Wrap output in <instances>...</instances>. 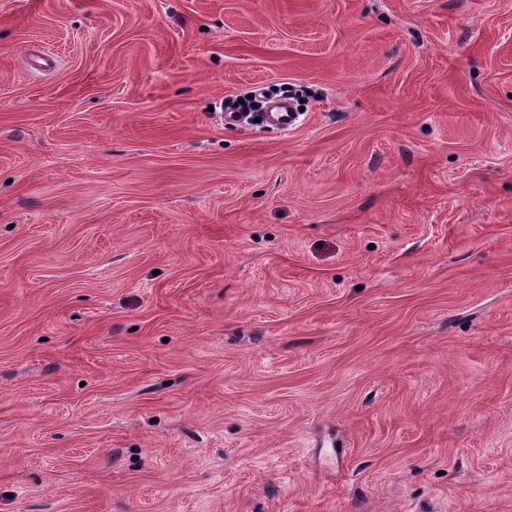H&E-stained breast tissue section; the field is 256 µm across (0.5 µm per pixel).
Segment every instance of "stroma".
<instances>
[{"label":"stroma","mask_w":512,"mask_h":512,"mask_svg":"<svg viewBox=\"0 0 512 512\" xmlns=\"http://www.w3.org/2000/svg\"><path fill=\"white\" fill-rule=\"evenodd\" d=\"M0 512H512V0H0ZM244 103L245 105L242 108L229 110L233 112H246L240 113V115L252 122H254V119H259V122L254 123L261 125L264 124L265 112H268L267 122L269 126L281 130H290L297 124L298 113L292 112L285 104H277L272 108L271 112H269L271 107L270 101L261 95V93H253Z\"/></svg>","instance_id":"stroma-1"}]
</instances>
